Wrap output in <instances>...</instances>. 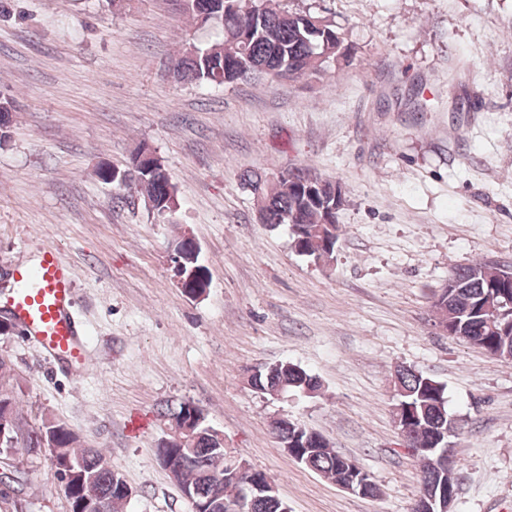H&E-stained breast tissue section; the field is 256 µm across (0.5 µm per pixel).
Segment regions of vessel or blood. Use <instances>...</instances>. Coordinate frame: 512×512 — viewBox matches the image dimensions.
Returning a JSON list of instances; mask_svg holds the SVG:
<instances>
[{
  "label": "vessel or blood",
  "mask_w": 512,
  "mask_h": 512,
  "mask_svg": "<svg viewBox=\"0 0 512 512\" xmlns=\"http://www.w3.org/2000/svg\"><path fill=\"white\" fill-rule=\"evenodd\" d=\"M11 295L0 308L19 325L25 337L36 342L48 359L77 371L86 364L84 329L76 318L75 273L56 249L44 248L37 261L14 267Z\"/></svg>",
  "instance_id": "b4317fda"
}]
</instances>
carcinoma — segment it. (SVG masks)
I'll return each instance as SVG.
<instances>
[{
  "label": "carcinoma",
  "mask_w": 512,
  "mask_h": 512,
  "mask_svg": "<svg viewBox=\"0 0 512 512\" xmlns=\"http://www.w3.org/2000/svg\"><path fill=\"white\" fill-rule=\"evenodd\" d=\"M205 12L209 16L203 22L220 24L223 39L209 46H195L193 52L185 51L178 56L173 71L184 81L223 86L264 74H279L288 79L320 76L346 56V47L336 27L308 11H293L278 5L260 8L241 0L239 11L226 13L220 0H191L185 14L198 20ZM122 175L116 168L99 171L101 180L121 182L126 188L135 186L159 202L161 208L155 212L159 217L169 216V211L179 206L176 187L161 159L149 160L135 175L125 179ZM310 176L320 183L314 199L307 195L302 184ZM242 181L250 191L260 189L264 193L267 199L264 223L273 227L281 224L297 227L292 232V245L298 254L316 262L332 258L339 239L334 233L337 212L328 210V206L336 205L335 182L314 176L303 168L283 171L273 181L267 174L253 171L244 174ZM177 247L186 270L193 272V280L184 283V287L201 290L209 287L208 271L199 263L193 244L183 239L177 242ZM448 287L460 289L455 305L436 299L434 307L461 321L464 320L461 313L467 306L481 308L491 298L512 303V282L497 279L493 264L487 261L455 268L448 277ZM457 331L464 341L481 340L489 353L512 338L487 333L476 319L467 321ZM396 386L401 390L400 400L406 404L403 415L412 424L407 447H431L440 430L448 427L445 385L404 367L397 372ZM254 388L265 395L274 392L287 395L301 394L307 389L317 391L320 384L306 369L287 360L261 369ZM23 392L18 383L0 384V455L7 457L23 448L32 456L47 451L63 466L60 480L66 482L72 512H120L127 504V495L123 493L127 483L105 453L79 447L75 433L54 419H47L40 427L18 436ZM275 432L281 441L308 440L312 451L303 455L302 464L337 484L346 481L350 457L330 448L323 435L300 433L296 422L291 420L275 426ZM195 434V439L183 448L175 443L157 448L156 456L171 460L180 483L195 490L189 501L191 512H224V501L239 495V485L225 472L232 452L202 423ZM419 459L423 462L422 486L448 482V472L438 470L432 455L421 453ZM0 505L9 512H28L27 503L1 480ZM285 506L279 497L257 499L252 502L250 512H284Z\"/></svg>",
  "instance_id": "carcinoma-1"
}]
</instances>
